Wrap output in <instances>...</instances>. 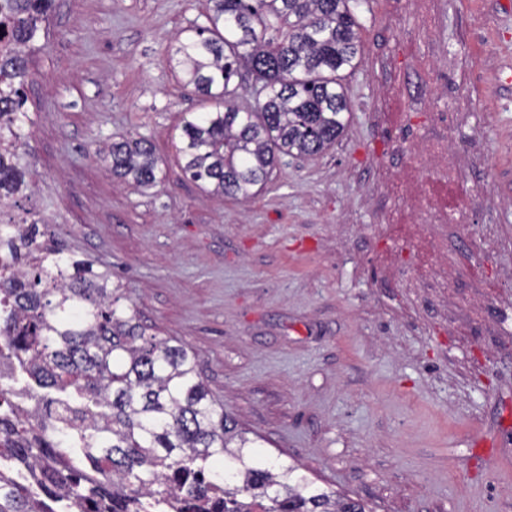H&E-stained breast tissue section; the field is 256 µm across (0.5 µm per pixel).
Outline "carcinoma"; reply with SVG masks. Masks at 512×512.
I'll return each mask as SVG.
<instances>
[{
    "label": "carcinoma",
    "mask_w": 512,
    "mask_h": 512,
    "mask_svg": "<svg viewBox=\"0 0 512 512\" xmlns=\"http://www.w3.org/2000/svg\"><path fill=\"white\" fill-rule=\"evenodd\" d=\"M54 0H0V359L36 398L0 386V512H366L294 465L254 449L200 378L196 354L150 332L108 270L64 254L31 211L1 219L29 189L23 86ZM359 0H208L207 26L169 56L203 112L175 148L201 189L247 200L283 155L319 156L351 114ZM251 78L253 107L234 79ZM112 176L157 183L151 141L103 150Z\"/></svg>",
    "instance_id": "cac0c4a2"
}]
</instances>
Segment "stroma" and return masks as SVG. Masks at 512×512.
I'll use <instances>...</instances> for the list:
<instances>
[{
  "instance_id": "obj_1",
  "label": "stroma",
  "mask_w": 512,
  "mask_h": 512,
  "mask_svg": "<svg viewBox=\"0 0 512 512\" xmlns=\"http://www.w3.org/2000/svg\"><path fill=\"white\" fill-rule=\"evenodd\" d=\"M206 0H55L24 87L34 210L198 356L262 452L368 512H512V0H362L336 146L247 202L181 170L167 55ZM135 134L156 186L97 151Z\"/></svg>"
}]
</instances>
